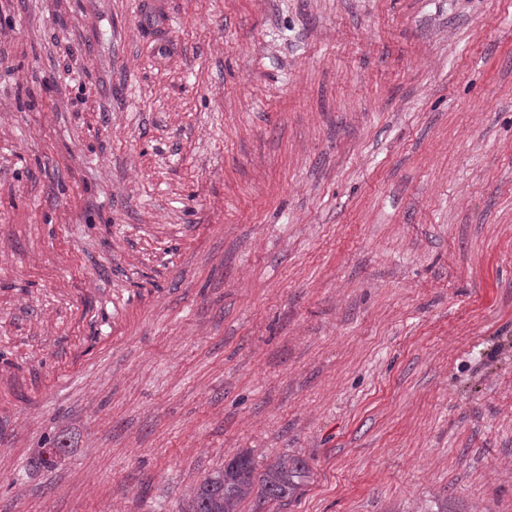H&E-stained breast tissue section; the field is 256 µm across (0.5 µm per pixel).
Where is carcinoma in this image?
I'll return each mask as SVG.
<instances>
[{
  "label": "carcinoma",
  "mask_w": 512,
  "mask_h": 512,
  "mask_svg": "<svg viewBox=\"0 0 512 512\" xmlns=\"http://www.w3.org/2000/svg\"><path fill=\"white\" fill-rule=\"evenodd\" d=\"M307 478V464L299 456L279 455L259 472L253 458L240 453L191 489L178 512H238L251 497L264 502L288 498Z\"/></svg>",
  "instance_id": "obj_1"
}]
</instances>
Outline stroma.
I'll list each match as a JSON object with an SVG mask.
<instances>
[{
    "label": "stroma",
    "mask_w": 512,
    "mask_h": 512,
    "mask_svg": "<svg viewBox=\"0 0 512 512\" xmlns=\"http://www.w3.org/2000/svg\"><path fill=\"white\" fill-rule=\"evenodd\" d=\"M145 2L0 0V512H512V0ZM253 458L240 453L224 469L205 477L179 504L177 512H238L251 497L264 502L292 496L309 477L303 458L279 455L257 473Z\"/></svg>",
    "instance_id": "obj_1"
}]
</instances>
